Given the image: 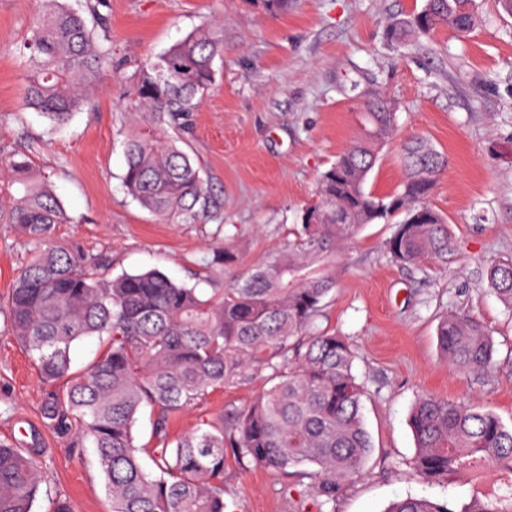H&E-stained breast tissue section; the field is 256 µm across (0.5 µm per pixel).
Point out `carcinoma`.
<instances>
[{"label":"carcinoma","instance_id":"carcinoma-1","mask_svg":"<svg viewBox=\"0 0 512 512\" xmlns=\"http://www.w3.org/2000/svg\"><path fill=\"white\" fill-rule=\"evenodd\" d=\"M475 0H425L391 26L411 42L446 27L469 33ZM224 53V26L189 33L134 73L122 98L131 117L124 132L127 193L167 224H190L210 207L201 169L184 132L214 81ZM112 48L105 25L89 26L83 11L63 0H37L30 35L19 50L27 107L53 126L67 124L86 102ZM361 134L321 176L315 223L301 224L288 249L207 299L159 270L109 274L103 255L55 241L68 222L49 178L27 154L6 163L10 205L0 223L14 225L35 255L14 281L8 328L30 353L44 386L48 427L96 448L112 512H226L224 469L232 449L283 476L310 467L311 494L331 500L363 472L373 444L362 413L363 386L352 372L356 353L341 336L305 337L336 286V259L367 224L398 216L385 249L393 261L447 260L454 240L447 219L426 203L447 167L423 136L403 147L404 179L390 195L366 189L368 175L395 130L393 103L360 96ZM493 292L512 309V259L487 272ZM102 342L81 371L71 368L72 345ZM438 345L458 372H487L494 343L487 326L466 316L445 317ZM271 370L273 384L245 411H230L184 435L170 418L210 392ZM156 416L153 463H140L134 426L141 409ZM413 468L426 480L472 477L493 468L506 476L497 491L473 494L453 511L422 498L392 502L385 512H512V425L493 411L424 395L410 415ZM39 448L0 441V512H34L42 477Z\"/></svg>","mask_w":512,"mask_h":512}]
</instances>
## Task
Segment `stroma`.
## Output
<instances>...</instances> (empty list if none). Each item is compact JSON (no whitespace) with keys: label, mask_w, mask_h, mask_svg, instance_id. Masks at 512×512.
<instances>
[{"label":"stroma","mask_w":512,"mask_h":512,"mask_svg":"<svg viewBox=\"0 0 512 512\" xmlns=\"http://www.w3.org/2000/svg\"><path fill=\"white\" fill-rule=\"evenodd\" d=\"M425 0H104L112 63L83 109L54 128L24 105L17 53L35 0H0V159L27 151L48 176L70 223L59 239L106 254L112 275L156 268L202 297L287 249L321 174L359 133L357 101L371 88L394 104L396 131L366 187L386 195L403 176L401 148L427 137L448 158L428 203L454 237L447 261H391L393 224L365 226L336 265V287L311 327L345 336L356 348L353 372L366 390L364 418L373 451L361 477L334 501L310 493L302 475L282 477L249 460H229L224 499L236 512H385L406 497L452 508L487 492L500 475L471 482H427L414 473L409 415L432 394L492 410L512 423V309L491 290L487 269L512 257V15L477 0L478 24L466 39L442 29L400 46L395 19ZM224 22L215 80L192 117L190 153L211 196L192 224H165L122 184L126 80L147 59L214 20ZM232 264L213 263L220 244ZM34 247L0 224V439L19 448L39 440L41 501L68 499L75 512H111L94 449L68 447L41 414L42 384L32 358L7 328L6 301ZM468 315L489 329L495 365L484 373L451 369L437 346L439 321ZM268 370L212 391L171 420L191 433L228 410L243 411L269 387Z\"/></svg>","instance_id":"1"}]
</instances>
